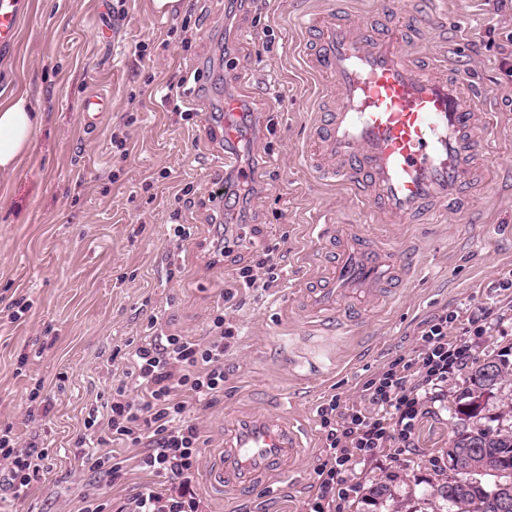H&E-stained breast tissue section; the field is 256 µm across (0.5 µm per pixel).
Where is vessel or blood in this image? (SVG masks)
I'll return each instance as SVG.
<instances>
[{
  "instance_id": "vessel-or-blood-1",
  "label": "vessel or blood",
  "mask_w": 512,
  "mask_h": 512,
  "mask_svg": "<svg viewBox=\"0 0 512 512\" xmlns=\"http://www.w3.org/2000/svg\"><path fill=\"white\" fill-rule=\"evenodd\" d=\"M22 5L0 0V48L13 44ZM412 24L406 15L397 29L378 32L332 11L305 19V67L335 80L337 89L313 128L308 163L323 182L356 191L365 215L388 224H437L461 208L472 188L481 141L460 76L444 66L419 71L410 64ZM409 261L407 247L350 234L322 287L301 289L303 310L346 331V302L377 299ZM309 437L306 425L284 414L234 413L224 422V446L211 461L208 483L221 491L290 479Z\"/></svg>"
}]
</instances>
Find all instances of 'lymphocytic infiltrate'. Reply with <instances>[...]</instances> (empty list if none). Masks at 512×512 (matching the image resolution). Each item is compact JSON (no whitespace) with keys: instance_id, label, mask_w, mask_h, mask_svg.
Segmentation results:
<instances>
[{"instance_id":"f902f5d3","label":"lymphocytic infiltrate","mask_w":512,"mask_h":512,"mask_svg":"<svg viewBox=\"0 0 512 512\" xmlns=\"http://www.w3.org/2000/svg\"><path fill=\"white\" fill-rule=\"evenodd\" d=\"M278 280V262L269 247L253 264L239 268L232 287L224 289L208 336L169 334L151 321L150 336L132 350L131 368L112 391L104 435L77 440L83 458L110 481L121 479L130 465L151 476V483L117 512H205L195 489L204 439L190 413L210 408L224 396V358L238 339L228 309L236 307L241 292H266ZM462 319L466 333L482 335L477 315L464 319L458 312L441 311L423 324L412 354L394 359L362 385L356 398L333 397L318 406L324 458L307 512H339L356 491L346 484L344 473L379 449L399 456L409 448L428 395L468 365L470 347L448 335L449 325ZM110 443L137 449L133 463L95 452V445ZM44 457L37 441L22 443L11 428L1 429L0 486H8L14 497L27 495L40 477Z\"/></svg>"}]
</instances>
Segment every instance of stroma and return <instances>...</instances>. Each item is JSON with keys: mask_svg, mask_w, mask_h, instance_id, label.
<instances>
[{"mask_svg": "<svg viewBox=\"0 0 512 512\" xmlns=\"http://www.w3.org/2000/svg\"><path fill=\"white\" fill-rule=\"evenodd\" d=\"M24 3L16 41L0 52V99L26 96L39 123L18 169L0 175V428L38 440L48 456L25 499L0 490V512H74L92 482L111 499L137 492L145 474L129 471L114 485L76 454L89 411L125 370L113 350L143 338L153 317L167 332L207 336L222 290L267 246L277 249L281 277L277 288L244 294L234 313L239 339L224 358V397L198 413L200 469L236 410L285 411L319 427V405L355 397L409 355L419 325L441 310L491 309L484 335L469 340L473 360L512 351V301L497 288L512 270V79L501 70L512 64V0H440L445 31L423 28L412 46L413 56L444 57L469 78L486 179L444 223L369 225L384 242L409 246L412 269L395 296L361 305L344 335L291 302L297 279L324 272L312 225L361 218L359 197L327 187L305 162L316 97L335 98L336 84L306 72L299 20L333 8L423 16L428 0H180L168 15L152 0ZM178 79L183 87L170 93ZM91 97L104 108L90 129L82 103ZM228 98L241 103L230 143ZM490 110L500 133L485 127ZM262 111L263 127L253 121ZM243 172L251 196L212 197L215 183ZM174 224L189 225L190 238L177 240ZM226 238L234 246L225 253ZM20 298L29 308L10 320ZM468 377L450 376L435 392L413 448L378 451L348 472L361 492L344 512H364V492L377 482L392 490L378 512H431L432 485L450 475L445 451ZM47 397L53 407L43 415ZM322 445L315 439L296 481L273 490L220 496L198 481L206 512H305Z\"/></svg>", "mask_w": 512, "mask_h": 512, "instance_id": "1", "label": "stroma"}]
</instances>
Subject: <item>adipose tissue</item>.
Returning a JSON list of instances; mask_svg holds the SVG:
<instances>
[{
	"instance_id": "ef3b65f1",
	"label": "adipose tissue",
	"mask_w": 512,
	"mask_h": 512,
	"mask_svg": "<svg viewBox=\"0 0 512 512\" xmlns=\"http://www.w3.org/2000/svg\"><path fill=\"white\" fill-rule=\"evenodd\" d=\"M37 120V114L25 96L13 95L0 100V172L18 168Z\"/></svg>"
}]
</instances>
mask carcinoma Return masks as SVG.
Returning a JSON list of instances; mask_svg holds the SVG:
<instances>
[{"label":"carcinoma","instance_id":"1","mask_svg":"<svg viewBox=\"0 0 512 512\" xmlns=\"http://www.w3.org/2000/svg\"><path fill=\"white\" fill-rule=\"evenodd\" d=\"M507 361L483 360L471 372L468 400L460 403L446 455L455 479L434 486L432 512L445 503L455 512H512V426L474 421L478 395L494 389L504 376ZM493 480L488 481L486 477Z\"/></svg>","mask_w":512,"mask_h":512}]
</instances>
